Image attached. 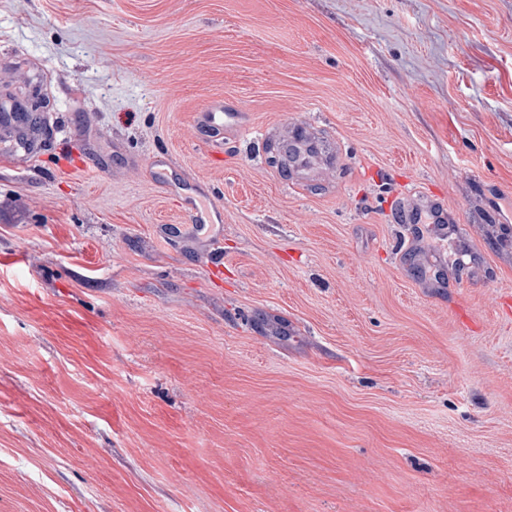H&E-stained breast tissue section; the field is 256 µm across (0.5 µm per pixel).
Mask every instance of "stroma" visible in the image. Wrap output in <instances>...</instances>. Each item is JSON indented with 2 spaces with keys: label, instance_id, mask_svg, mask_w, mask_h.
<instances>
[{
  "label": "stroma",
  "instance_id": "obj_1",
  "mask_svg": "<svg viewBox=\"0 0 512 512\" xmlns=\"http://www.w3.org/2000/svg\"><path fill=\"white\" fill-rule=\"evenodd\" d=\"M34 94L0 512H512V0H0V104ZM309 124L335 169L279 161ZM428 213L429 219H424L423 214ZM422 219L418 220V216ZM408 219L411 224H428L437 239L448 240V214L428 201H421L413 205L409 211Z\"/></svg>",
  "mask_w": 512,
  "mask_h": 512
}]
</instances>
